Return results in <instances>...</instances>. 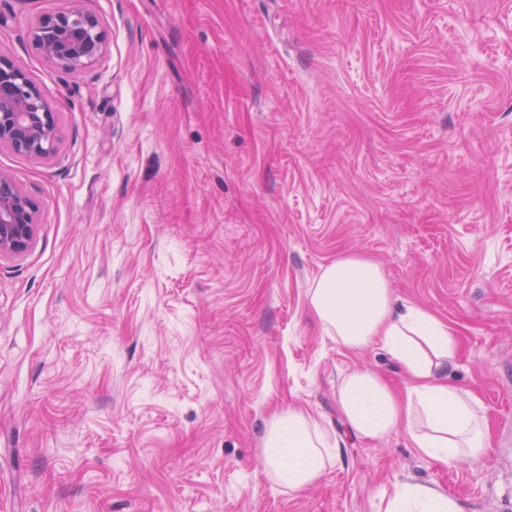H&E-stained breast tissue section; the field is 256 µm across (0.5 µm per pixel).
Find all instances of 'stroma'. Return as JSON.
<instances>
[{
    "label": "stroma",
    "instance_id": "obj_1",
    "mask_svg": "<svg viewBox=\"0 0 512 512\" xmlns=\"http://www.w3.org/2000/svg\"><path fill=\"white\" fill-rule=\"evenodd\" d=\"M62 2L0 0L59 126L0 148L38 224L0 260V512H381L398 481L512 512V0H82L107 47L72 74L29 36ZM351 252L454 334L483 456L344 423L345 374L400 378L310 314ZM289 406L338 444L299 492L261 473Z\"/></svg>",
    "mask_w": 512,
    "mask_h": 512
}]
</instances>
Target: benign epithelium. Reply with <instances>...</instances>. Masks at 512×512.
<instances>
[{"label":"benign epithelium","mask_w":512,"mask_h":512,"mask_svg":"<svg viewBox=\"0 0 512 512\" xmlns=\"http://www.w3.org/2000/svg\"><path fill=\"white\" fill-rule=\"evenodd\" d=\"M65 0L62 8L38 17L30 37L49 63L68 72H82L106 51L99 19ZM58 140L53 112L27 71L6 51L0 52V147L30 159L53 155ZM36 204L8 175L0 172V258L20 257L36 235Z\"/></svg>","instance_id":"7a95c632"}]
</instances>
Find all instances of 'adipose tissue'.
Listing matches in <instances>:
<instances>
[{"instance_id": "obj_1", "label": "adipose tissue", "mask_w": 512, "mask_h": 512, "mask_svg": "<svg viewBox=\"0 0 512 512\" xmlns=\"http://www.w3.org/2000/svg\"><path fill=\"white\" fill-rule=\"evenodd\" d=\"M309 307L338 344L358 350L381 341L406 382L394 389L379 374L357 369L345 375L337 399L349 428L380 440L404 435L419 452L440 463L478 457L489 446V425L477 396L448 375L457 342L445 322L416 306L397 308L381 266L345 253L322 267L308 291ZM335 445L304 410L287 407L268 422L262 437V473L300 491L316 484ZM383 512H463L460 503L424 483H395Z\"/></svg>"}]
</instances>
